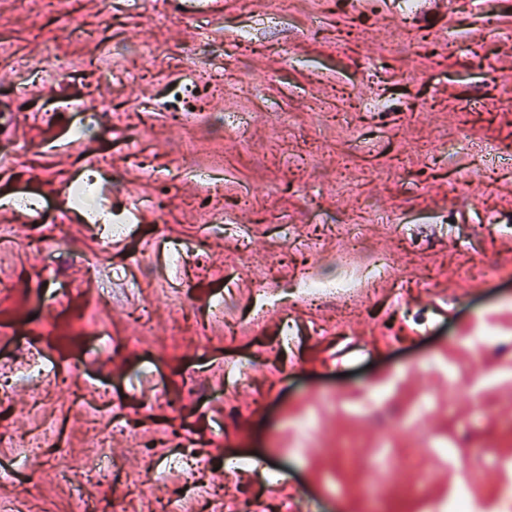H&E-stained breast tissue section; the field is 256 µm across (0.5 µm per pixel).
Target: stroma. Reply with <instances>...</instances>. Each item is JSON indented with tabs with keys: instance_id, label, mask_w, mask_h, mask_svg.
Here are the masks:
<instances>
[{
	"instance_id": "obj_1",
	"label": "stroma",
	"mask_w": 512,
	"mask_h": 512,
	"mask_svg": "<svg viewBox=\"0 0 512 512\" xmlns=\"http://www.w3.org/2000/svg\"><path fill=\"white\" fill-rule=\"evenodd\" d=\"M83 23L97 28L96 40L74 35ZM146 40L155 46L148 60L133 53ZM0 41L11 46L0 57V220L19 237L0 241V277L12 283L0 292L10 314L0 323V371L16 364L19 340L56 371L68 368L46 320L32 316L43 260L19 244L51 225L35 213L18 220L8 201L65 183L82 159L102 154L142 202L124 241L140 284L82 282L58 296V316L90 333L106 326L119 341L109 352L112 392L141 421L137 435L112 434V457L125 470L149 478L148 441L179 435L208 449L214 467L226 453L248 452L287 470L311 512H436L475 461L470 493L480 512H512V385L497 379L512 354L481 356L463 343L490 327L512 333V0L480 8L421 0L411 16L401 0H290L280 17L270 0L245 10L239 0H112L108 14L100 0H62L49 19L39 0H0ZM53 55L105 60L102 77L66 82L64 94L88 108L111 100L106 145L70 142L68 113L45 120L53 94L30 73ZM207 56L223 57V69L172 121L168 90L189 82L191 64ZM219 161L213 187L178 170ZM208 196L223 205L222 227L196 208ZM351 224L361 236L352 258L342 231ZM163 236L202 245V262L170 267ZM377 256L389 273L360 293L356 315L333 320L335 298L296 309L290 350L276 344V307L234 339L212 323L192 341L172 322L176 278L192 282L199 309L220 303L237 320L261 278L282 285L305 261L332 274ZM104 288L108 308L94 302ZM134 297L153 312L143 334L129 317ZM237 359L252 366L217 391L229 416L221 423L182 380L190 372L211 382L216 366ZM392 376L387 404L358 415L364 390ZM153 379L169 385L171 404L150 411ZM465 382L478 393L462 392ZM39 387L20 383L0 403V426L12 434L0 464L15 468L0 503L32 495L37 512H72L73 490L48 468L31 470L22 445L60 422L76 461L93 424L59 392L33 407ZM423 393L433 405L407 421ZM262 394L271 400L264 411ZM304 417L317 427L300 445L290 426ZM426 437L447 441V456L427 452L416 468L402 467L406 449ZM178 483H153L146 496L123 484L86 492L102 512L116 501L152 512Z\"/></svg>"
}]
</instances>
